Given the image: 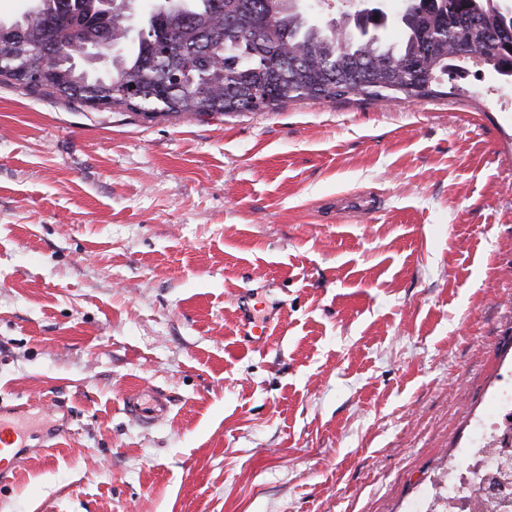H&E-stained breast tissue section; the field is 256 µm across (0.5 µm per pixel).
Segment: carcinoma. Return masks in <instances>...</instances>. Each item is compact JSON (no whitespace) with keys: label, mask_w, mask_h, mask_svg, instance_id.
I'll return each mask as SVG.
<instances>
[{"label":"carcinoma","mask_w":512,"mask_h":512,"mask_svg":"<svg viewBox=\"0 0 512 512\" xmlns=\"http://www.w3.org/2000/svg\"><path fill=\"white\" fill-rule=\"evenodd\" d=\"M61 2L40 0L35 18L0 23V83L154 118L254 111L258 95L265 110L297 99L431 98L439 95L432 85L459 72L461 58L477 57L512 81V40L493 39L512 33V10L490 0H417L398 22V44L382 39V13L366 23L374 36H347L348 7L322 21L281 0H184L177 13L150 16L149 34L131 37L125 6L111 4L104 20ZM101 28L110 36V72L89 67Z\"/></svg>","instance_id":"1"}]
</instances>
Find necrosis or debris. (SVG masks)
Returning a JSON list of instances; mask_svg holds the SVG:
<instances>
[{"instance_id":"necrosis-or-debris-1","label":"necrosis or debris","mask_w":512,"mask_h":512,"mask_svg":"<svg viewBox=\"0 0 512 512\" xmlns=\"http://www.w3.org/2000/svg\"><path fill=\"white\" fill-rule=\"evenodd\" d=\"M409 512H512V368L504 369L467 447L448 456Z\"/></svg>"}]
</instances>
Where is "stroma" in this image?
<instances>
[{
    "label": "stroma",
    "instance_id": "obj_1",
    "mask_svg": "<svg viewBox=\"0 0 512 512\" xmlns=\"http://www.w3.org/2000/svg\"><path fill=\"white\" fill-rule=\"evenodd\" d=\"M498 81L152 120L0 84V512H406L512 365ZM126 411L143 424L151 425L163 420L169 411V401L154 390H139L126 399Z\"/></svg>",
    "mask_w": 512,
    "mask_h": 512
}]
</instances>
